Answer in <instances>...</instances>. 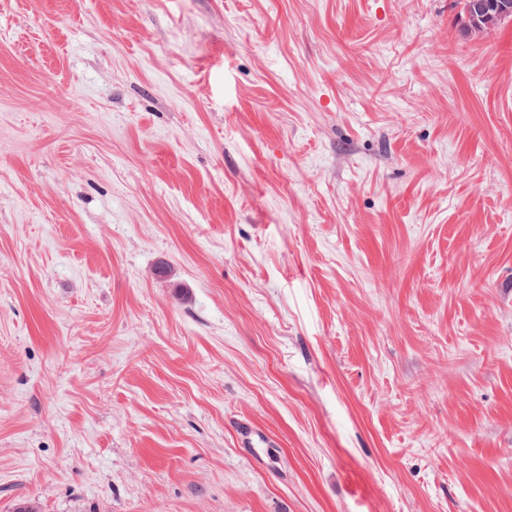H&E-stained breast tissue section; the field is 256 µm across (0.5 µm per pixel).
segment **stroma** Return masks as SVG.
I'll return each instance as SVG.
<instances>
[{
  "label": "stroma",
  "mask_w": 512,
  "mask_h": 512,
  "mask_svg": "<svg viewBox=\"0 0 512 512\" xmlns=\"http://www.w3.org/2000/svg\"><path fill=\"white\" fill-rule=\"evenodd\" d=\"M453 2L0 0V512H512V23ZM502 0H459L458 4L462 5V8L459 13V19L461 20V28L460 32L463 36L466 37H472V38H478L484 35H487L491 33L492 31H495L499 26H493V24H489L487 21L482 23L479 26L472 25L470 21L466 19V9L469 5H475V4H488L491 5L492 3H499ZM510 2L512 0L501 2L499 4V16L502 19H510V16L512 15V9Z\"/></svg>",
  "instance_id": "1"
}]
</instances>
